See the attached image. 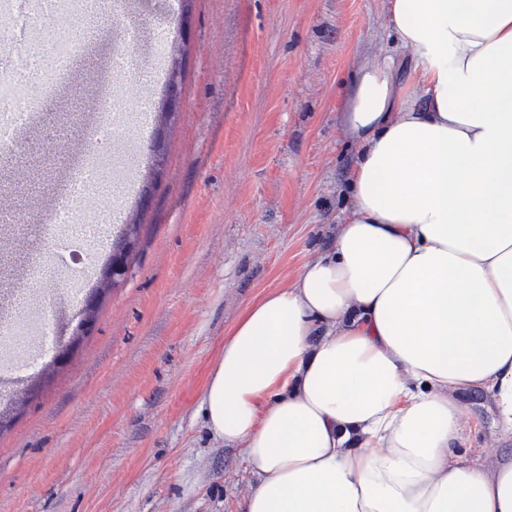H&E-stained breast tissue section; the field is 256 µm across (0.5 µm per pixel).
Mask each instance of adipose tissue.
Returning a JSON list of instances; mask_svg holds the SVG:
<instances>
[{
	"label": "adipose tissue",
	"instance_id": "adipose-tissue-1",
	"mask_svg": "<svg viewBox=\"0 0 512 512\" xmlns=\"http://www.w3.org/2000/svg\"><path fill=\"white\" fill-rule=\"evenodd\" d=\"M385 13L335 242L246 308L205 384L252 480L238 512H512V455L461 453L457 400L490 393L512 434V0Z\"/></svg>",
	"mask_w": 512,
	"mask_h": 512
}]
</instances>
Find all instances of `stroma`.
<instances>
[{"mask_svg":"<svg viewBox=\"0 0 512 512\" xmlns=\"http://www.w3.org/2000/svg\"><path fill=\"white\" fill-rule=\"evenodd\" d=\"M190 15L183 33L169 0H100L64 90L0 154V180L13 185L0 208L18 242L0 314L23 329L45 321L65 342L82 306L68 279L28 275L58 247L40 226L66 207L73 226L95 228L96 251L137 212L117 180L78 199L65 174L91 146L101 93L132 117L117 143L135 182L156 172L149 147L164 92L117 80L112 61L127 50L147 72L157 36L179 47L180 109L160 186L137 212L128 275L67 365L0 372V512H236L250 489L237 451L210 433L201 393L246 307L332 247L359 155L342 110L365 60L396 43L384 0H191ZM65 115L59 174L32 195L50 147L42 127ZM458 402L466 452H512L491 395Z\"/></svg>","mask_w":512,"mask_h":512,"instance_id":"stroma-1","label":"stroma"}]
</instances>
